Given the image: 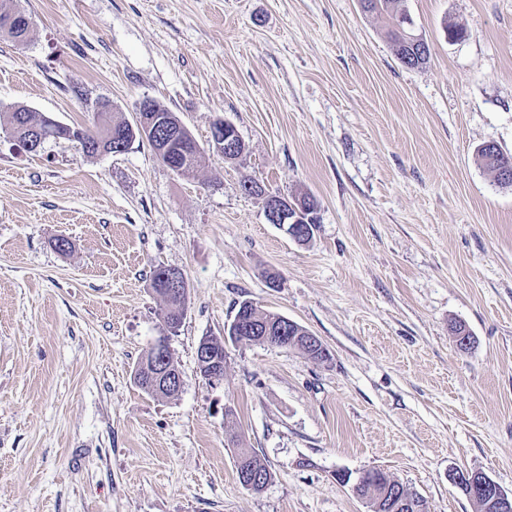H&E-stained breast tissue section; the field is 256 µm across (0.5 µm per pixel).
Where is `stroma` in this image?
I'll list each match as a JSON object with an SVG mask.
<instances>
[{
  "label": "stroma",
  "mask_w": 512,
  "mask_h": 512,
  "mask_svg": "<svg viewBox=\"0 0 512 512\" xmlns=\"http://www.w3.org/2000/svg\"><path fill=\"white\" fill-rule=\"evenodd\" d=\"M16 5L31 33L0 36V512H371L336 474L373 468L425 512H476L461 471L512 493V188L476 157L512 154V0H402L431 49L419 69L359 0ZM145 97L203 146L194 177L144 140L34 154L3 119L92 130L99 102L130 121ZM219 119L237 160L208 147ZM268 192L316 199L309 242L267 223ZM157 264L189 284L173 333ZM244 300L329 361L229 343L223 382L203 378L199 340ZM161 336L184 377L171 399L133 379ZM242 446L273 474L261 492L238 481Z\"/></svg>",
  "instance_id": "1"
}]
</instances>
